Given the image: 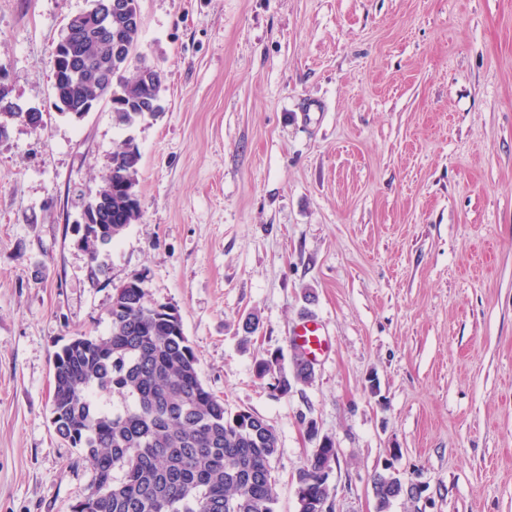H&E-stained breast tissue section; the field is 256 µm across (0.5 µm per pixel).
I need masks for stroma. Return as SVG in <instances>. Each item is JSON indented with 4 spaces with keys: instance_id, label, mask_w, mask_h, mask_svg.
<instances>
[{
    "instance_id": "stroma-1",
    "label": "stroma",
    "mask_w": 512,
    "mask_h": 512,
    "mask_svg": "<svg viewBox=\"0 0 512 512\" xmlns=\"http://www.w3.org/2000/svg\"><path fill=\"white\" fill-rule=\"evenodd\" d=\"M91 0H0V512H70L93 477L51 424L54 356L108 335L135 273L173 304L205 386L272 425L276 512L332 438L334 512H512V0H139L163 112L53 107L51 52ZM142 217L89 276L76 222L113 147ZM257 329L241 346L247 320ZM316 320L331 349L288 396L257 375ZM411 492L404 480L387 473H379L373 479V494L377 512H388L393 502Z\"/></svg>"
}]
</instances>
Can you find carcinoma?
I'll return each instance as SVG.
<instances>
[{"label": "carcinoma", "mask_w": 512, "mask_h": 512, "mask_svg": "<svg viewBox=\"0 0 512 512\" xmlns=\"http://www.w3.org/2000/svg\"><path fill=\"white\" fill-rule=\"evenodd\" d=\"M84 53L91 63L84 83L57 87L55 109L100 89L101 49L90 40ZM112 114L130 127L162 111V75L144 56L125 65L111 59ZM139 150L129 142L112 151L111 171L88 204H97L100 223L86 225L83 247L90 274L104 273L98 250L108 246L141 218ZM174 306L151 303L134 274L115 288L110 334L82 336L79 346L56 353L51 415L56 434L90 461L94 477L71 512H275L272 461L278 452L275 429L246 409L231 411L204 385L198 358ZM310 369L295 362L293 379L271 385L288 394L292 383L306 382ZM118 396L107 406L103 398ZM338 454L327 437L320 453L309 455L296 475L304 483L299 512H324L328 489L325 470H334ZM408 493L398 477L373 479L377 512H388Z\"/></svg>", "instance_id": "cac0c4a2"}]
</instances>
